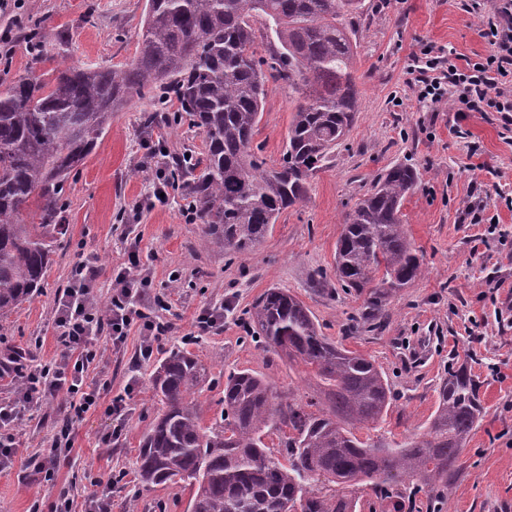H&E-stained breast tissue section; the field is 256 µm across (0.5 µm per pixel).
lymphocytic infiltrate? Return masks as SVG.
I'll list each match as a JSON object with an SVG mask.
<instances>
[{"label": "lymphocytic infiltrate", "mask_w": 512, "mask_h": 512, "mask_svg": "<svg viewBox=\"0 0 512 512\" xmlns=\"http://www.w3.org/2000/svg\"><path fill=\"white\" fill-rule=\"evenodd\" d=\"M473 13L490 52L465 66L448 62L434 44L422 45L412 57V89L427 107L447 104L452 112H497L512 124V0H496L485 9L475 0ZM99 268L95 259L85 258L72 268L70 285L56 301L54 324L60 351L53 365H29L16 351L0 353V378L13 369L17 379L12 402L0 406V422L15 421L22 411L56 396H63L71 417L97 409L100 388L90 379V365L99 357L100 341L122 345L131 328L139 327L142 340L138 357L151 359L154 347L166 336L170 324L155 313L159 296L152 292V279L131 241L124 266L116 273L107 305H99L93 288ZM74 448L72 425H64L49 447L32 456L27 466L44 479H52L61 460Z\"/></svg>", "instance_id": "f902f5d3"}]
</instances>
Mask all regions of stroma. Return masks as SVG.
I'll return each mask as SVG.
<instances>
[{
    "label": "stroma",
    "instance_id": "obj_1",
    "mask_svg": "<svg viewBox=\"0 0 512 512\" xmlns=\"http://www.w3.org/2000/svg\"><path fill=\"white\" fill-rule=\"evenodd\" d=\"M471 0H363L355 20V68L361 83L360 110L345 138L311 178L306 200L283 211L262 244L243 255L202 249L200 224L188 223L180 191L166 203L141 209L152 173V153L204 156L206 141L189 119L179 125H146L152 104L133 99L112 116L97 148L65 184L67 234L56 245L41 291L0 320V349L13 346L49 365L58 354L54 308L70 282L73 264L96 257L95 295L107 303L112 274L126 260V239L139 237L143 264L155 292L167 294L163 317L173 329L150 361L137 358L138 329L124 344L102 346L88 374L100 385V406L74 424L75 445L55 481L34 476L26 459L46 448L64 417L61 399H48L12 425L17 448L10 468L0 471V512H50L60 490L74 497L75 512L102 474L123 473L111 493L112 512H187L191 493L179 484L143 489L137 471L140 441L162 411L151 391L159 361L170 350L197 357L210 369L202 386L205 423L222 409L229 372L249 370L297 403L317 395L316 380L287 358L265 350L242 324L244 312L267 288L290 290L312 312L322 334L371 358L386 375L392 404L377 426L358 430L361 439L401 442L420 434L437 406V388L452 364L466 365L478 383L483 414L448 474L451 491L438 512H512V210L498 205L502 239L482 238L468 216L470 206L502 190L512 193V128L499 113L465 115L419 104L408 64L430 42L477 59L489 52L471 14ZM145 0H21L0 13V31H10L11 54L0 82L28 71L47 73L55 61L33 63L22 32L41 23L47 37L66 31L69 64L112 69L136 54ZM295 101L287 87L269 82L254 142L268 166H276L286 143ZM394 164L416 169L419 181L403 205L408 236L426 273L392 295L379 328L360 319L363 298L345 288L335 271L342 217ZM505 281L492 292L487 278ZM231 303L222 326L192 338L202 308ZM133 392H126V385ZM129 393L130 415L119 440L104 444L112 429L105 412L112 399Z\"/></svg>",
    "mask_w": 512,
    "mask_h": 512
}]
</instances>
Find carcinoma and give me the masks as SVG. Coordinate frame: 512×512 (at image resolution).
<instances>
[{
  "label": "carcinoma",
  "mask_w": 512,
  "mask_h": 512,
  "mask_svg": "<svg viewBox=\"0 0 512 512\" xmlns=\"http://www.w3.org/2000/svg\"><path fill=\"white\" fill-rule=\"evenodd\" d=\"M362 0H146L134 58L120 69L68 66L54 84L20 76L0 84V317L41 287L54 245L66 235L64 185L93 152L112 113L149 97L154 114L173 95L206 137L204 168L188 156L170 171L203 224L201 245L244 254L282 211L302 203L309 179L349 132L360 107L350 16ZM278 43L264 71L254 23ZM38 60H52L39 26L24 35ZM297 94L279 166L253 148L266 84ZM416 170L388 168L343 220L336 270L364 295L362 319L377 320L388 298L423 275L403 224ZM31 222L21 218L29 205ZM247 332L319 380L328 408L283 404L259 375L224 382L220 418L203 424L195 398L208 367L172 350L151 389L163 405L144 435L138 472L145 487L182 482L188 512H356L365 487L413 512L417 494H448V471L482 416L467 368L448 370L420 436L367 442L355 430L377 422L390 388L367 357L322 336L308 307L283 288L265 290L246 312ZM278 433V446L265 438Z\"/></svg>",
  "instance_id": "1"
}]
</instances>
